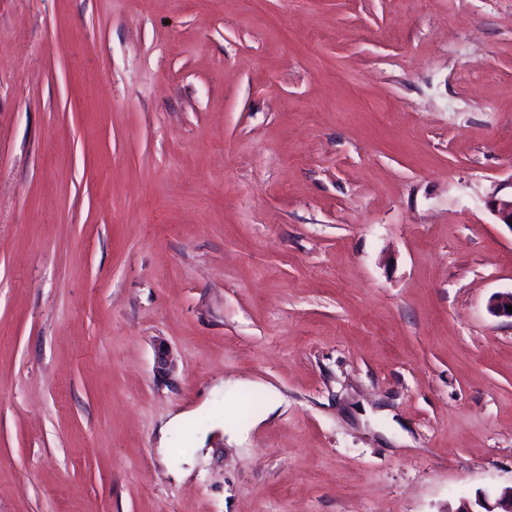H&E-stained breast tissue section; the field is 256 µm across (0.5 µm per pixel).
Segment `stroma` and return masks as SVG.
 <instances>
[{"instance_id":"35a3bbf8","label":"stroma","mask_w":512,"mask_h":512,"mask_svg":"<svg viewBox=\"0 0 512 512\" xmlns=\"http://www.w3.org/2000/svg\"><path fill=\"white\" fill-rule=\"evenodd\" d=\"M497 191L512 0H0V512L511 485Z\"/></svg>"}]
</instances>
